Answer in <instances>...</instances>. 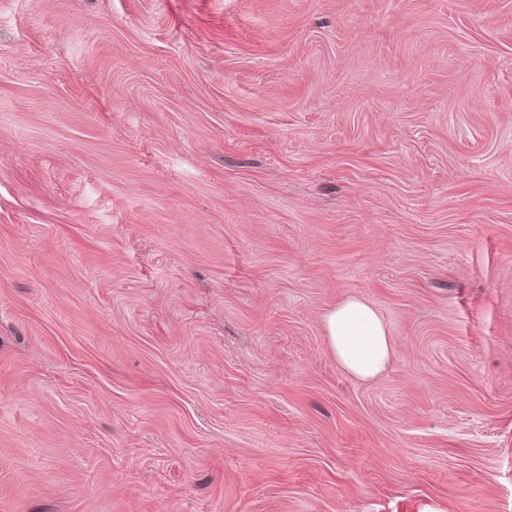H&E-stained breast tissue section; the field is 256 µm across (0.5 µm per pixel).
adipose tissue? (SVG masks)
<instances>
[{"instance_id":"obj_1","label":"adipose tissue","mask_w":512,"mask_h":512,"mask_svg":"<svg viewBox=\"0 0 512 512\" xmlns=\"http://www.w3.org/2000/svg\"><path fill=\"white\" fill-rule=\"evenodd\" d=\"M322 326L337 365L355 379L377 377L395 355L386 323L372 305L359 297H348L327 311Z\"/></svg>"}]
</instances>
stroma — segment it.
<instances>
[{"label":"stroma","mask_w":512,"mask_h":512,"mask_svg":"<svg viewBox=\"0 0 512 512\" xmlns=\"http://www.w3.org/2000/svg\"><path fill=\"white\" fill-rule=\"evenodd\" d=\"M0 512H512V0H0ZM322 326L337 365L355 379L377 377L395 355L386 323L372 305L359 297H348L327 311Z\"/></svg>","instance_id":"obj_1"}]
</instances>
